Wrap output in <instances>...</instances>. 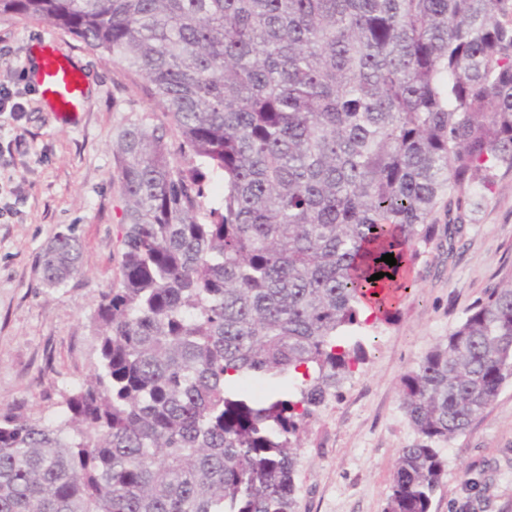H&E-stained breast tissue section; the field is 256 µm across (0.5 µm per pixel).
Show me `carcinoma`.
I'll return each mask as SVG.
<instances>
[{
    "instance_id": "carcinoma-1",
    "label": "carcinoma",
    "mask_w": 512,
    "mask_h": 512,
    "mask_svg": "<svg viewBox=\"0 0 512 512\" xmlns=\"http://www.w3.org/2000/svg\"><path fill=\"white\" fill-rule=\"evenodd\" d=\"M4 14L143 74L185 164L163 124L115 140L122 275L93 315L99 367L52 420L0 410V512H293L300 433L360 361V306L391 321L386 292L412 286L438 199L473 213L512 170V0H0ZM79 259L60 232L44 284ZM509 379L512 284L402 377L423 442L401 449L386 512H431L437 444Z\"/></svg>"
}]
</instances>
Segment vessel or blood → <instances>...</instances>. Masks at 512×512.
I'll return each mask as SVG.
<instances>
[{
    "mask_svg": "<svg viewBox=\"0 0 512 512\" xmlns=\"http://www.w3.org/2000/svg\"><path fill=\"white\" fill-rule=\"evenodd\" d=\"M30 79L45 105L61 120H74L86 101V76L52 40L43 41Z\"/></svg>",
    "mask_w": 512,
    "mask_h": 512,
    "instance_id": "obj_1",
    "label": "vessel or blood"
}]
</instances>
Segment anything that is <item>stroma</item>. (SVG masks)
Here are the masks:
<instances>
[{"instance_id": "1", "label": "stroma", "mask_w": 512, "mask_h": 512, "mask_svg": "<svg viewBox=\"0 0 512 512\" xmlns=\"http://www.w3.org/2000/svg\"><path fill=\"white\" fill-rule=\"evenodd\" d=\"M53 40L88 77L76 123L60 121L29 80L34 50ZM0 87L20 96V121L0 115V139L23 152L0 158V193L19 197L0 216V407L54 418L65 395L98 367L92 316L121 277L123 200L112 144L130 123L166 117L146 78L63 29L0 16ZM411 267L393 321L358 333L365 358L301 435L294 512H384L401 449L420 442L401 404V378L492 288L512 279V171H499L463 236H448V203ZM73 228L80 272L42 282L40 256ZM447 474L431 512H512V380L469 430L445 444Z\"/></svg>"}]
</instances>
